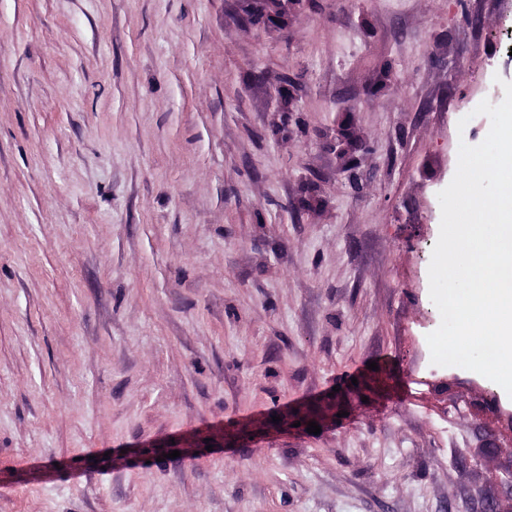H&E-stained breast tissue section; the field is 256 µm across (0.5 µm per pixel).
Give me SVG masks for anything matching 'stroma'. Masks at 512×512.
I'll list each match as a JSON object with an SVG mask.
<instances>
[{
  "label": "stroma",
  "instance_id": "obj_1",
  "mask_svg": "<svg viewBox=\"0 0 512 512\" xmlns=\"http://www.w3.org/2000/svg\"><path fill=\"white\" fill-rule=\"evenodd\" d=\"M251 2L0 0V512H512V397L427 343L512 0Z\"/></svg>",
  "mask_w": 512,
  "mask_h": 512
}]
</instances>
